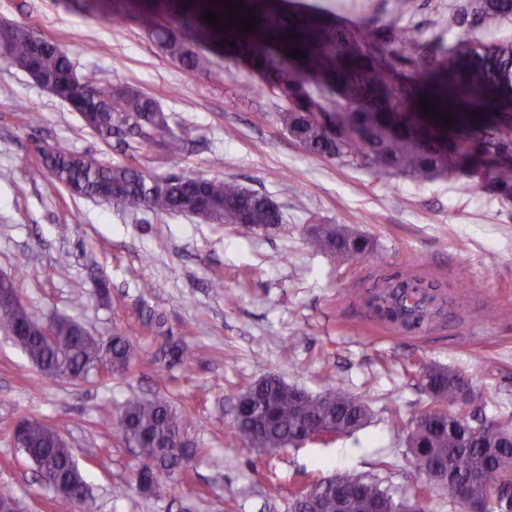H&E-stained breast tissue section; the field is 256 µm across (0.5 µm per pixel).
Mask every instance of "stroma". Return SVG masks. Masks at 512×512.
Listing matches in <instances>:
<instances>
[{
    "mask_svg": "<svg viewBox=\"0 0 512 512\" xmlns=\"http://www.w3.org/2000/svg\"><path fill=\"white\" fill-rule=\"evenodd\" d=\"M83 0H0V18L24 22L64 45L78 72L154 98L187 147L105 145L78 115L0 57V274L14 277L37 314L74 319L96 337L131 339L123 376L71 383L42 377L0 334V489L20 512H55L54 492L15 448L11 425L36 418L65 438L86 473L98 512H286L296 488L346 468L381 480L395 496L422 483L409 463L399 418L427 404L413 365L455 372L483 394V419L512 423V199L450 175L417 180L305 153L278 121L284 107L246 58L208 51V70L185 71L139 24L91 17ZM465 0H293L289 25L316 13L381 40L418 28L423 40L456 44L448 13ZM251 93H244L243 85ZM37 114L36 127L25 119ZM93 152L122 164L136 156L153 176L235 180L280 210L279 229L250 231L190 215L132 213L32 178L33 141ZM333 224L368 239L370 253L341 261L312 227ZM452 282L450 314L424 333L383 324L365 304L376 275ZM107 281L109 303L96 296ZM195 352L191 368L170 347ZM311 393L362 396L364 427L284 455H259L230 432L239 393L267 374ZM166 395L186 412L185 435L201 453L175 474V494L146 497L130 483L133 448L116 414L134 396ZM393 465L380 470V458ZM282 475L277 489L267 480ZM253 488L250 497L237 493Z\"/></svg>",
    "mask_w": 512,
    "mask_h": 512,
    "instance_id": "1",
    "label": "stroma"
}]
</instances>
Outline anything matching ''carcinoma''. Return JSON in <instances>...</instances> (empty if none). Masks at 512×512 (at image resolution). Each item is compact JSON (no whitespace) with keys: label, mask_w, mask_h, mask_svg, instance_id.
<instances>
[{"label":"carcinoma","mask_w":512,"mask_h":512,"mask_svg":"<svg viewBox=\"0 0 512 512\" xmlns=\"http://www.w3.org/2000/svg\"><path fill=\"white\" fill-rule=\"evenodd\" d=\"M139 0H87L92 13L129 15L149 31L162 52L189 71L206 68L201 52L214 45L251 60L268 75L269 86L288 99L279 121L308 154L350 158L378 172L429 179L442 173L480 177L498 192L512 196V42H487L481 35L504 21H512V0H471L448 14V30L461 32L454 46L426 45L415 29L391 31L378 42L360 29L326 20L305 18L288 28L254 18V32L234 27L220 30L203 19L205 8L188 4L180 16L169 15L171 0H151V7H135ZM29 26L15 24L6 57L17 69L36 70L50 94L77 113L83 126L101 141L137 138L148 144L163 136L167 152L185 150L182 135L171 129V116L144 92L112 88L94 74L76 72L69 50L46 41L33 51ZM298 50L296 60L287 52ZM450 114L442 123L421 109L419 99ZM35 176L45 175L72 195L110 201L130 211L156 215L184 214L210 224H238L246 219L265 231L282 222L278 207L266 196L230 179L184 174L151 176L133 164L107 163L93 153H76L56 144L37 142ZM316 235L323 249L341 260L366 256L369 243L320 224ZM442 282L417 276L390 275L374 282L371 299L389 314L387 322L406 330H422L445 315L449 301ZM34 313L29 308L0 312V333L13 338L41 376L80 381L96 371L104 355L110 372L130 369L133 351L121 333L109 345L92 336L75 320L54 317L57 344L30 335ZM430 396L428 406L409 420H399L405 432L414 472L425 483L449 490L469 480L470 497L484 512H498L499 489L512 484V427L485 420L474 424L466 407L482 399L473 391L459 402L465 379L443 368L418 369ZM246 413L235 416L237 440L261 455L282 454L312 431L350 434L363 427L368 406L362 397L342 389L312 395L268 375L249 385ZM183 413L156 395L131 398L121 409L123 438L140 448L135 468L138 488L160 498L174 486L168 478L203 452L181 439ZM25 456L40 476L53 482L57 512H95L85 475L71 448L38 419L28 420ZM343 490L338 496L316 485L320 512H427L428 493L414 502L394 498L381 482L350 470L333 475Z\"/></svg>","instance_id":"1"}]
</instances>
